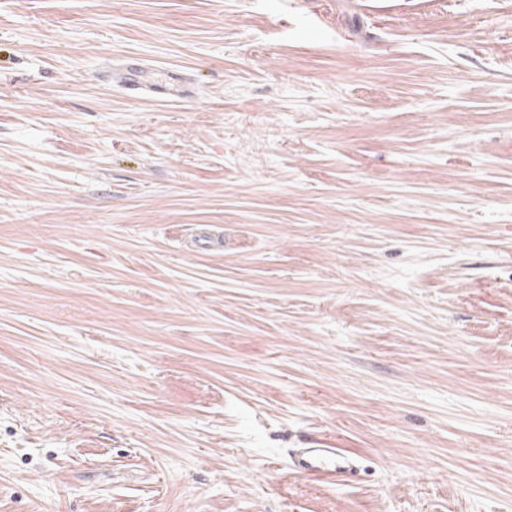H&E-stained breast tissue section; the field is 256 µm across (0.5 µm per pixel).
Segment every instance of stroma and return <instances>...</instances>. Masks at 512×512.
Instances as JSON below:
<instances>
[{
	"label": "stroma",
	"mask_w": 512,
	"mask_h": 512,
	"mask_svg": "<svg viewBox=\"0 0 512 512\" xmlns=\"http://www.w3.org/2000/svg\"><path fill=\"white\" fill-rule=\"evenodd\" d=\"M394 2L0 0V512H512V0ZM170 72L164 77H156L140 63L125 64L120 69L110 72L109 79L118 86L137 90L155 98L175 100L183 94L179 79L169 81ZM350 458L336 448H305L300 454L299 470L307 476L340 479L352 474Z\"/></svg>",
	"instance_id": "obj_1"
}]
</instances>
